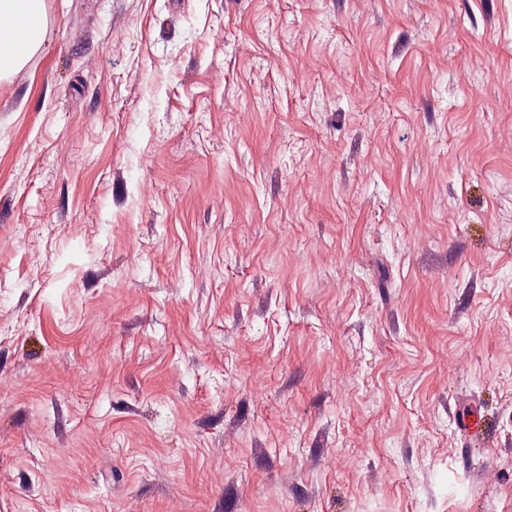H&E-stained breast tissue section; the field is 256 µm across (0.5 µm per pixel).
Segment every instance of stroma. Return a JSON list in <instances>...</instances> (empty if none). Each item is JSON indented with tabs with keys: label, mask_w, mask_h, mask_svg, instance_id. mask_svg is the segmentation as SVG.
<instances>
[{
	"label": "stroma",
	"mask_w": 512,
	"mask_h": 512,
	"mask_svg": "<svg viewBox=\"0 0 512 512\" xmlns=\"http://www.w3.org/2000/svg\"><path fill=\"white\" fill-rule=\"evenodd\" d=\"M43 8L0 512H512V0Z\"/></svg>",
	"instance_id": "stroma-1"
}]
</instances>
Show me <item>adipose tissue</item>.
I'll use <instances>...</instances> for the list:
<instances>
[{"mask_svg": "<svg viewBox=\"0 0 512 512\" xmlns=\"http://www.w3.org/2000/svg\"><path fill=\"white\" fill-rule=\"evenodd\" d=\"M43 0H0V77L21 66L27 52L40 44ZM25 38L26 53L15 49L17 38Z\"/></svg>", "mask_w": 512, "mask_h": 512, "instance_id": "ef3b65f1", "label": "adipose tissue"}]
</instances>
